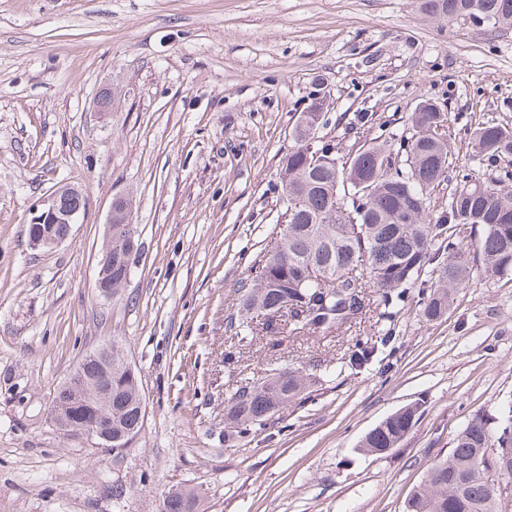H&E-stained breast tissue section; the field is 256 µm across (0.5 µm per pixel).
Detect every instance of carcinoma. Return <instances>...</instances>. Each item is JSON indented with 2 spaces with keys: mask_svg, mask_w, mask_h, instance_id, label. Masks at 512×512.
<instances>
[{
  "mask_svg": "<svg viewBox=\"0 0 512 512\" xmlns=\"http://www.w3.org/2000/svg\"><path fill=\"white\" fill-rule=\"evenodd\" d=\"M430 14L445 21L481 15L494 27L512 26V0H423ZM297 118L294 147L282 159L283 212L277 220L276 244L258 256L252 278L239 286L237 314L227 317L231 338L256 334L254 313L264 316L267 351L276 356L280 336L298 330L324 336L367 313L392 322L405 301L408 285L422 270L431 285L418 289L422 316L435 321L447 315L456 293L469 287L473 273L487 280L512 275V172L499 166L512 162V128L487 119L471 130L482 173L454 172L453 151L446 137L451 114L433 103L420 105L398 134L381 131L358 138L345 157L330 140L315 139L326 124L325 96L315 89ZM448 186L447 207L429 218L432 192ZM62 209L84 208L82 195L60 196ZM132 199L112 201V295L128 282L139 255V238H131ZM474 239L465 242L460 228ZM374 342L357 341L348 355L356 369L376 353ZM125 356L112 355V394L99 397L93 382L103 376L102 362L83 358L74 370L85 385L84 403L69 404L58 386L62 428L73 411L112 413V437L139 434L141 390L137 375L121 371ZM316 383L304 367H268L256 381L244 378L224 408V426L246 437L266 427L276 413L300 402ZM419 407L407 406L369 431L361 447L382 454L396 447L417 421ZM512 477V400L491 421L475 416L456 434L448 455L435 462L405 504V512H504L500 488L491 474ZM191 490L164 496L161 512H195Z\"/></svg>",
  "mask_w": 512,
  "mask_h": 512,
  "instance_id": "cac0c4a2",
  "label": "carcinoma"
}]
</instances>
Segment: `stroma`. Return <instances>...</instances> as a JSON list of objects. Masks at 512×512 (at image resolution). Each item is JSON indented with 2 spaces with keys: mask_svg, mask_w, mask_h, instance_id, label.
<instances>
[{
  "mask_svg": "<svg viewBox=\"0 0 512 512\" xmlns=\"http://www.w3.org/2000/svg\"><path fill=\"white\" fill-rule=\"evenodd\" d=\"M421 4L0 0V512H159L184 489L200 512H404L467 421L512 400V279L476 276L433 322L409 295L390 344L358 370L342 356L377 336L374 318L284 338L283 363L318 365L315 391L244 439L224 436L237 380L267 363L264 340L232 345L225 318L275 242L281 159L314 79L339 142L403 127L430 101L452 114L447 136L473 169L471 125L512 127V28ZM105 91L109 108H95ZM63 186L85 201L71 239L32 247L39 202ZM119 195L133 199L141 257L106 297L96 280ZM107 340L147 405L114 450L50 417L54 390ZM414 403L396 448L360 450Z\"/></svg>",
  "mask_w": 512,
  "mask_h": 512,
  "instance_id": "1",
  "label": "stroma"
}]
</instances>
